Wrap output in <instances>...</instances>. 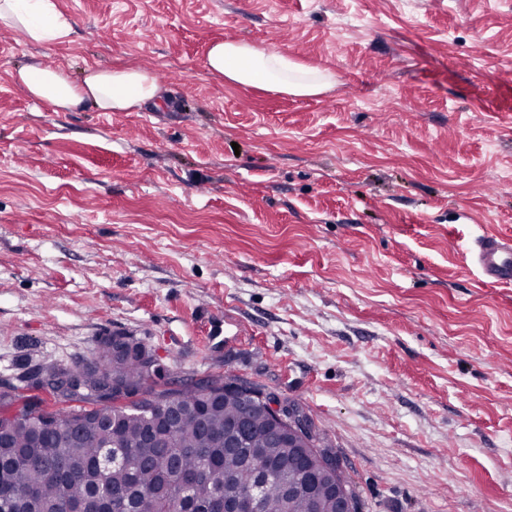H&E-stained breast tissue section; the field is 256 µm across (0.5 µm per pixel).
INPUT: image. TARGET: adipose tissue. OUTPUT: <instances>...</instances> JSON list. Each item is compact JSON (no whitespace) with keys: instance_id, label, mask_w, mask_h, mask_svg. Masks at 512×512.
<instances>
[{"instance_id":"ef3b65f1","label":"adipose tissue","mask_w":512,"mask_h":512,"mask_svg":"<svg viewBox=\"0 0 512 512\" xmlns=\"http://www.w3.org/2000/svg\"><path fill=\"white\" fill-rule=\"evenodd\" d=\"M0 26L22 30L28 42L50 47L68 41L73 23L58 0H0ZM206 65L225 81L263 86L294 96H313L333 82L329 71L308 68L287 54L244 41H217ZM14 76L28 94L66 112L89 104L102 112H131L155 101L160 87L153 72L134 67L89 71L80 80L65 69L27 64Z\"/></svg>"}]
</instances>
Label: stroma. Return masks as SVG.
Returning <instances> with one entry per match:
<instances>
[{
    "mask_svg": "<svg viewBox=\"0 0 512 512\" xmlns=\"http://www.w3.org/2000/svg\"><path fill=\"white\" fill-rule=\"evenodd\" d=\"M0 27V391L139 338L161 387L223 374L298 404L359 512H512V0H58ZM243 40L314 96L224 81ZM141 67L157 105L59 112L16 82ZM0 26L22 30L28 42L50 47L68 41L73 23L57 0H1ZM206 65L229 83L258 85L294 96L317 95L334 78L327 70L305 67L287 54L260 49L245 41L214 42ZM472 254L487 281L512 284V244L495 235H485L475 240Z\"/></svg>",
    "mask_w": 512,
    "mask_h": 512,
    "instance_id": "35a3bbf8",
    "label": "stroma"
}]
</instances>
